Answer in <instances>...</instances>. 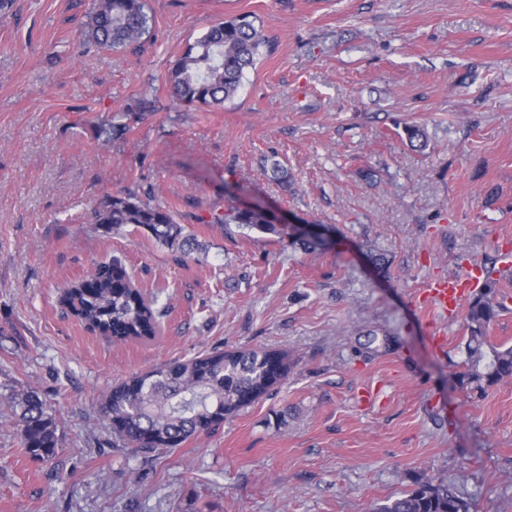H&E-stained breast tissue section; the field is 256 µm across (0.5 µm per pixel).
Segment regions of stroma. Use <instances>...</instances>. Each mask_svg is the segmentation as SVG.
Instances as JSON below:
<instances>
[{"label": "stroma", "mask_w": 512, "mask_h": 512, "mask_svg": "<svg viewBox=\"0 0 512 512\" xmlns=\"http://www.w3.org/2000/svg\"><path fill=\"white\" fill-rule=\"evenodd\" d=\"M147 2L155 36L137 50L81 45L93 0L0 16V512H374L420 474L512 512V380L460 386L463 318L419 305L458 258L487 267L512 246V0ZM242 14L275 51L224 107L177 102L178 56ZM141 98L154 110L124 138L97 137ZM129 192L153 193L199 250L179 264L133 227L89 223ZM252 202L282 234L208 221ZM305 224L316 249L293 244ZM115 257L163 314L154 340L112 344L59 302ZM236 347L289 353L272 396L153 459L113 447L96 407L112 384ZM24 391L56 419L51 462L21 446Z\"/></svg>", "instance_id": "1"}]
</instances>
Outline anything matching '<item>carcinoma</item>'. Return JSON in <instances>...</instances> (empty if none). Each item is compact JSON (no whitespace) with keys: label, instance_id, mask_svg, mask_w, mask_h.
I'll return each mask as SVG.
<instances>
[{"label":"carcinoma","instance_id":"1","mask_svg":"<svg viewBox=\"0 0 512 512\" xmlns=\"http://www.w3.org/2000/svg\"><path fill=\"white\" fill-rule=\"evenodd\" d=\"M154 17L146 0H94L83 40L101 49H123L150 40ZM273 51V41L244 14L213 24L178 57L166 76L173 97L186 105L218 107L233 100L245 70ZM90 223L103 232L127 225L144 231L185 261L194 250L184 227L170 210L134 193L106 196L91 209ZM210 224H237L261 233L278 232L262 206H231L210 214ZM499 280L488 277L465 308L466 370L463 385L478 389L512 378V348L490 342L488 330L500 307ZM60 303L87 329L122 343L153 340L158 314L133 287L126 267L114 259L72 282ZM288 354L250 348L214 349L186 360L156 365L112 386L98 411L113 444L150 454L178 448L202 433L217 431L224 420L267 396L287 376ZM10 408L22 447L31 458L48 462L59 451L57 422L34 391L18 395ZM472 504L450 486L419 477L415 489L377 512H471Z\"/></svg>","mask_w":512,"mask_h":512}]
</instances>
